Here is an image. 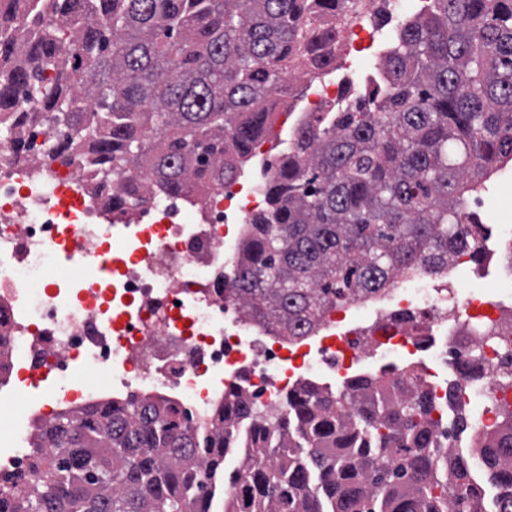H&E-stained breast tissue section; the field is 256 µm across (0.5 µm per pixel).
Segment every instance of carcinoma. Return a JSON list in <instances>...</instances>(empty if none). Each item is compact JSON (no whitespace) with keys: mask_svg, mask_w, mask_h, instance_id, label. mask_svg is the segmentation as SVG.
I'll return each mask as SVG.
<instances>
[{"mask_svg":"<svg viewBox=\"0 0 512 512\" xmlns=\"http://www.w3.org/2000/svg\"><path fill=\"white\" fill-rule=\"evenodd\" d=\"M355 7L0 0V130L23 152L25 123L63 131L44 155L93 156L101 181H125L123 212L154 185L203 196L237 181L291 68L332 67ZM382 68L294 128L249 219L236 293L281 336L400 273L448 270L482 228L466 193L512 159V0H424ZM348 395L305 381L258 416L235 389L209 436L160 397L102 405L44 430L28 477L0 476V512H512V411L467 451L439 444L431 413L446 410L407 367ZM448 404L457 430L458 389Z\"/></svg>","mask_w":512,"mask_h":512,"instance_id":"1","label":"carcinoma"}]
</instances>
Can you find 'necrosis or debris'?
Wrapping results in <instances>:
<instances>
[{"label": "necrosis or debris", "instance_id": "1", "mask_svg": "<svg viewBox=\"0 0 512 512\" xmlns=\"http://www.w3.org/2000/svg\"><path fill=\"white\" fill-rule=\"evenodd\" d=\"M45 136L30 128L25 158L0 139V388L11 395L0 475L28 471L31 434L63 414L161 396L206 426L231 387L256 409L280 408L301 382L345 380L388 355L417 359L441 400L440 374L454 371L475 434L512 409V314L499 294L512 286V227L486 292L421 290L417 271L328 310L313 335L290 342L250 318L235 291L238 248L272 167L202 199L157 190L125 214L108 205L120 183L42 156ZM44 256L74 275L31 288L25 274Z\"/></svg>", "mask_w": 512, "mask_h": 512}]
</instances>
